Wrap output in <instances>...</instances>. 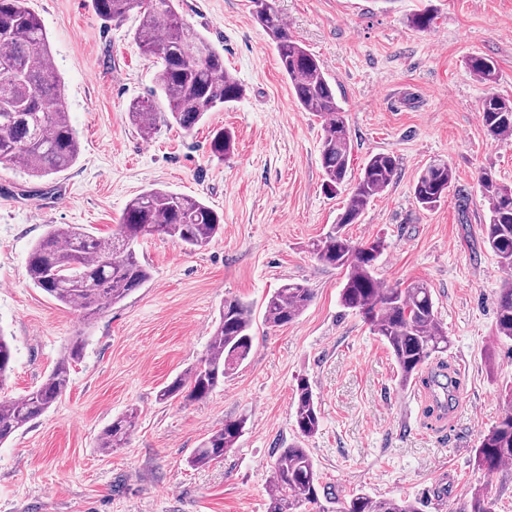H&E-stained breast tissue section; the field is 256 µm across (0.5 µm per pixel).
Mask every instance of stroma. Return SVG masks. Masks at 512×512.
Listing matches in <instances>:
<instances>
[{"label":"stroma","instance_id":"35a3bbf8","mask_svg":"<svg viewBox=\"0 0 512 512\" xmlns=\"http://www.w3.org/2000/svg\"><path fill=\"white\" fill-rule=\"evenodd\" d=\"M428 3L438 18L422 33L407 19ZM28 5L47 31L80 152L45 178L0 163V329L15 347L0 391L18 398L36 389L73 336H85L86 347L66 393L0 445V512H266L276 451L294 440L300 375L321 410L305 446L339 496L406 497L421 512H456L485 487L495 512H512V465L488 476L474 461L512 390V341L496 332L508 275L484 243L478 181L487 169L512 184V137L492 141L479 117L487 93L512 99V0L276 2L346 110L352 174L380 152L399 160L396 180L346 231L357 243L384 239L375 272L385 284L431 288L451 342L444 360L458 382L445 414L425 381L400 385L385 344L340 304L344 269L310 251L346 196L322 187L321 121L298 103L250 0H178L243 88L239 101L188 133L163 119L159 68L133 39L136 16L107 25L92 0ZM472 55L493 58L497 84L469 74ZM147 96L162 116L149 139L128 112ZM219 128L235 136L227 158L210 152ZM436 158L448 160L456 180L426 210L413 185ZM153 187L223 212L221 235L196 251L142 240L136 251L150 281L90 321L33 285L26 262L50 225L110 236L129 201ZM289 281L314 299L293 323L268 327L264 303ZM228 297L253 309L249 358L204 401L159 402L160 388L206 349ZM131 407L139 418L127 444L101 450V430ZM242 415L246 427L223 461L190 465L211 430Z\"/></svg>","mask_w":512,"mask_h":512}]
</instances>
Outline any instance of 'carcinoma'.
Masks as SVG:
<instances>
[{"label":"carcinoma","mask_w":512,"mask_h":512,"mask_svg":"<svg viewBox=\"0 0 512 512\" xmlns=\"http://www.w3.org/2000/svg\"><path fill=\"white\" fill-rule=\"evenodd\" d=\"M253 13L271 39L282 71L301 107L323 121L321 162L325 188L349 187L348 199L332 231L312 242L315 258L346 270L341 290L342 306L362 317L380 337L405 385L439 355L450 342L441 325L430 288L415 282L406 288H389L375 275L384 242L375 238L355 244L345 227L358 222L368 205L394 181L399 163L388 153L372 155L353 185H348L352 139L346 112L320 63L295 40L275 5V0H252ZM104 22H121L130 13L139 16L134 40L143 54L160 60L158 85L167 102L168 123L189 132L220 105L238 100L243 89L224 68V56L177 12L175 0H93ZM436 11L426 6L407 18L419 32L433 29ZM469 73L486 85L497 82L498 69L487 57L466 60ZM129 114L145 137L155 133L154 100L131 104ZM480 118L488 136L496 141L512 135V102L490 93L484 97ZM211 153L225 157L233 152L228 130L213 133ZM79 154V141L70 123L61 84L52 62L47 34L26 0H0V163L22 162L33 177H45L70 167ZM455 180L452 166L434 159L419 174L413 189L416 202L434 208ZM480 185L488 205L485 243L500 268L512 274V185L498 182L491 172H480ZM224 215L203 201L161 188H150L132 199L117 229L97 237L75 224H53L32 248L27 274L34 285L58 302L87 317L102 313L147 283L151 274L136 255L133 243L157 236L195 250L223 231ZM312 289L289 282L267 300L264 322L281 327L294 322L313 301ZM252 310L237 298L224 299L210 342L197 364L176 375L157 394L161 402L181 399L193 403L206 399L250 355ZM497 334L512 339V281L500 289L496 306ZM85 341L77 336L64 348L45 381L34 391L0 400V444L10 440L31 420L49 409L67 390L73 363L81 359ZM14 348L0 331V389L12 369ZM137 411L116 416L100 434L101 450L123 447L135 429ZM321 412L306 376L293 385V423L298 437L307 440L319 430ZM247 423L241 416L224 420L208 433L191 463L207 466L224 459L235 447ZM477 467L490 475L512 462V410L480 438L474 449ZM267 512H420L409 499H375L367 494L339 498L320 482L313 457L299 443L279 449L272 466ZM458 512H494V501L482 489L464 502Z\"/></svg>","instance_id":"obj_1"}]
</instances>
